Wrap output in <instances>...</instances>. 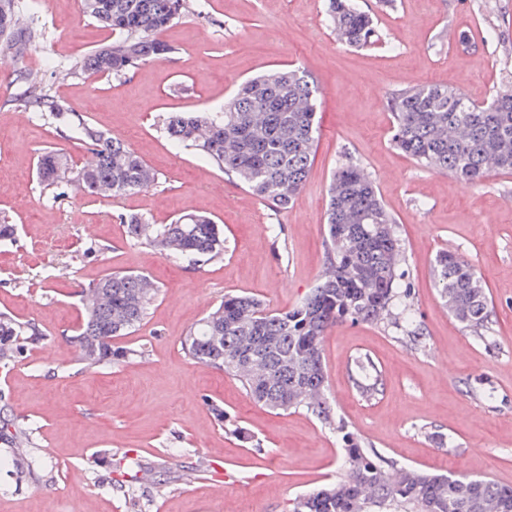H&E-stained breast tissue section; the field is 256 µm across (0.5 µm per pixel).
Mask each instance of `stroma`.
Masks as SVG:
<instances>
[{"mask_svg": "<svg viewBox=\"0 0 512 512\" xmlns=\"http://www.w3.org/2000/svg\"><path fill=\"white\" fill-rule=\"evenodd\" d=\"M375 12L377 44H341L324 0H188L162 38L174 54L126 74L93 78L80 58L111 44L112 32L84 17L81 0H20L39 41L8 70H45L46 89L69 112L120 137L158 174L157 184L107 198L55 194L36 177L52 151L76 166L89 152L40 117L12 82L0 107V215L16 224L0 251V312L39 324L48 339L0 367L7 415L32 429L41 477L15 488L0 464V512H288L293 500L335 483L344 464L340 433L306 409L273 412L235 377L190 360L181 341L228 294L269 310L296 307L326 260L330 178L351 154L397 220L415 323L410 340L391 320L344 321L323 338L328 394L348 431L396 466L466 474L512 486V172L479 185L423 169L392 142L389 94L420 84L461 88L490 101L512 82V0H358ZM468 32L473 45L448 42ZM303 68L317 81L319 137L298 200L272 212L235 178L162 130L172 112H218L243 80L272 68ZM224 227V255L193 268L127 236L134 213L168 224L185 213ZM448 251L481 274L492 308L488 336H474L443 306L433 275ZM112 271H138L159 287L146 319L113 347L132 357L88 368L68 338L85 313L83 287ZM370 361L367 369L357 357ZM377 384L364 398L357 381ZM224 408L218 423L210 403ZM241 427L251 443L237 438ZM150 474L139 507L117 489L126 458ZM198 473L194 486L181 481Z\"/></svg>", "mask_w": 512, "mask_h": 512, "instance_id": "obj_1", "label": "stroma"}]
</instances>
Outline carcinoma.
I'll use <instances>...</instances> for the list:
<instances>
[{
    "label": "carcinoma",
    "mask_w": 512,
    "mask_h": 512,
    "mask_svg": "<svg viewBox=\"0 0 512 512\" xmlns=\"http://www.w3.org/2000/svg\"><path fill=\"white\" fill-rule=\"evenodd\" d=\"M186 0H82L84 16L112 30L115 40L80 61L89 74L120 75L174 48L163 31L186 11ZM325 16L349 47L377 43L374 14L356 0H325ZM26 103L67 130L77 129L93 162L79 169L47 153L38 177L47 189L70 187L89 195L116 196L158 182L156 171L121 139L108 136L66 111L46 92L37 72L16 75ZM319 87L305 70L278 68L243 82L220 112H177L165 120L174 146H191L234 176L273 211L295 202L315 156ZM393 146L436 173L470 184L494 169L512 170V87L478 105L460 90L421 84L393 93ZM459 132L449 136L445 131ZM324 272L298 306L272 312L258 299L228 295L181 341L192 360L238 379L254 400L271 410L304 407L336 429L322 361L326 331L346 320L373 323L395 315L412 335L409 294L400 290L403 261L397 221L386 210L375 181L357 162L342 161L329 187ZM126 234L153 248L201 265L224 255V233L205 216L187 214L172 224H148L137 214L121 218ZM448 312L479 338L490 332L492 310L476 270L447 253L434 265ZM158 286L141 272H109L80 292L85 320L70 343L88 367L112 363L125 351L112 338L146 318ZM46 340L34 322L0 313V365ZM29 427L7 421L0 440L11 449L18 484L39 474L24 454ZM346 472L335 484L298 496L291 512H512V487L483 478L438 476L393 468L347 433Z\"/></svg>",
    "instance_id": "carcinoma-1"
}]
</instances>
